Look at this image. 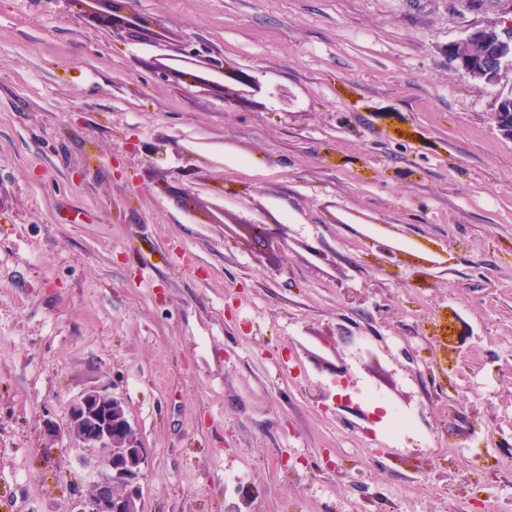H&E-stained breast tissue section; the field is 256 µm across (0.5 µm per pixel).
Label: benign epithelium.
I'll use <instances>...</instances> for the list:
<instances>
[{"label": "benign epithelium", "instance_id": "7a95c632", "mask_svg": "<svg viewBox=\"0 0 512 512\" xmlns=\"http://www.w3.org/2000/svg\"><path fill=\"white\" fill-rule=\"evenodd\" d=\"M100 22L112 29L136 33L147 28L149 20L108 10ZM501 33L498 22L489 20L464 37L448 44V60L487 84H496L499 73L512 66L505 57H494L479 66L473 62L476 43ZM503 135L512 138V106L494 113ZM68 436L77 447L104 458L108 474L98 479L87 493L77 496L70 512H143L139 480L148 464L145 448L135 436L124 403L102 390H89L74 400L69 409Z\"/></svg>", "mask_w": 512, "mask_h": 512}]
</instances>
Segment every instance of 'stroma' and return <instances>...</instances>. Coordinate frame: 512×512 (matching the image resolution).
Segmentation results:
<instances>
[{"label": "stroma", "mask_w": 512, "mask_h": 512, "mask_svg": "<svg viewBox=\"0 0 512 512\" xmlns=\"http://www.w3.org/2000/svg\"><path fill=\"white\" fill-rule=\"evenodd\" d=\"M126 8L140 40L0 0V512L105 474L64 433L93 389L147 452L144 512H512V139L447 56L512 0ZM159 39L221 86L157 77ZM358 397L369 405L376 406H385L386 414L389 415V423H388V433L390 435H395L402 423L405 420V415L403 412L399 411L397 408L389 405L384 398L375 391L364 390L357 394Z\"/></svg>", "instance_id": "1"}]
</instances>
